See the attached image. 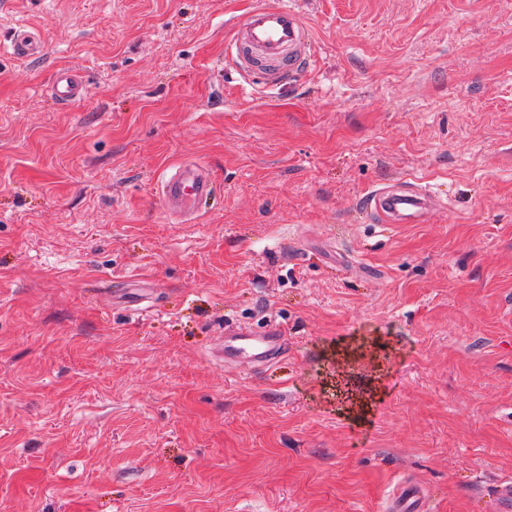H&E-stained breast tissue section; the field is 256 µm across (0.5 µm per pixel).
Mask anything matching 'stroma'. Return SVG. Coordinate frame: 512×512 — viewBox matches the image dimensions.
<instances>
[{
  "mask_svg": "<svg viewBox=\"0 0 512 512\" xmlns=\"http://www.w3.org/2000/svg\"><path fill=\"white\" fill-rule=\"evenodd\" d=\"M255 2L0 0V512H381L406 477L494 512L512 480V0H292L318 61L281 90L220 67ZM186 164L219 191L179 217ZM399 179L439 209L360 221ZM274 323L269 367L212 357ZM13 49L18 54L35 56L42 54L43 44L39 36L22 28L13 38ZM85 86L81 77L70 70L57 72L51 85L54 99L62 104H68L84 95Z\"/></svg>",
  "mask_w": 512,
  "mask_h": 512,
  "instance_id": "1",
  "label": "stroma"
}]
</instances>
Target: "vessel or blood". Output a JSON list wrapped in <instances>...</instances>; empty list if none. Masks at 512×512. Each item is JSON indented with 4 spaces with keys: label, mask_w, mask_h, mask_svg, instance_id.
Returning a JSON list of instances; mask_svg holds the SVG:
<instances>
[{
    "label": "vessel or blood",
    "mask_w": 512,
    "mask_h": 512,
    "mask_svg": "<svg viewBox=\"0 0 512 512\" xmlns=\"http://www.w3.org/2000/svg\"><path fill=\"white\" fill-rule=\"evenodd\" d=\"M231 50L225 56L245 78H258L264 86L287 84L308 71L313 63V41L301 13L287 0L268 4L259 0L246 18L234 25ZM13 49L23 55H39V36L20 29L13 38ZM85 86L75 72H57L51 85L54 99L67 104L83 96ZM216 185L204 169L186 166L164 178L161 195L167 208L176 213L193 210L196 203L214 195ZM433 193L420 182L384 185L362 197L359 211L373 224H422L431 211ZM288 349V338L277 327L256 332L248 328L225 331L218 354L225 363L256 369L280 358ZM430 496L425 487L405 478L393 487L386 500L387 512H428Z\"/></svg>",
    "instance_id": "obj_1"
}]
</instances>
